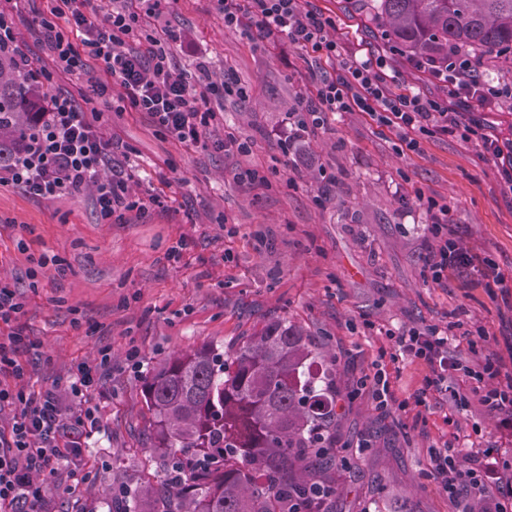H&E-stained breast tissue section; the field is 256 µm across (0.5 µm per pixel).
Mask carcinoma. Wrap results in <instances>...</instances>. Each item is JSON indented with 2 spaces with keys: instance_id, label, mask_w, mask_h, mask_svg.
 <instances>
[{
  "instance_id": "1",
  "label": "carcinoma",
  "mask_w": 512,
  "mask_h": 512,
  "mask_svg": "<svg viewBox=\"0 0 512 512\" xmlns=\"http://www.w3.org/2000/svg\"><path fill=\"white\" fill-rule=\"evenodd\" d=\"M366 18L386 24L406 59L443 64L448 47L477 67L512 78V0H370ZM18 53H0V168L29 145L44 85L16 70ZM336 357L283 319L265 324L232 350L214 346L174 354L143 385L151 451L164 471L191 448L220 463L190 471L167 489L162 512H327L338 507ZM159 489L133 490L129 512H153Z\"/></svg>"
}]
</instances>
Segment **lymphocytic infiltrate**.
<instances>
[{"label": "lymphocytic infiltrate", "instance_id": "f902f5d3", "mask_svg": "<svg viewBox=\"0 0 512 512\" xmlns=\"http://www.w3.org/2000/svg\"><path fill=\"white\" fill-rule=\"evenodd\" d=\"M144 11H159L162 0H124L108 9L101 23L85 14V0H49L47 13L39 15L40 32L62 72L100 68L105 80L93 82L84 100L71 94L52 95L34 138L16 162L0 168V182L20 185L30 196L54 199L67 193L92 188L102 219L122 218L124 212L158 204V197L143 199L131 195L128 180L114 173L102 176L110 145L86 118L84 104L120 101L125 107L152 115L156 124L185 144L198 143L217 113L213 102L227 97L246 96L237 81L204 78L192 86L177 72L170 51L161 39L144 31L139 24V2ZM224 25L236 31L260 28L267 34L286 35L291 45L306 51L318 61L336 62L334 75L319 80L301 109L321 123L330 112H359L378 130L396 132L407 150L420 147L424 136L456 135L478 140L485 154L501 159L500 178L512 189V137L488 135L482 112L512 101V81H492L475 76L472 58L461 50L448 51L447 65L437 67L434 77L454 98V106L434 97L406 90L396 91L385 55L360 59L342 52L334 34L332 19L308 10L304 0H223ZM138 49H130V42ZM120 96H113V86ZM430 214L429 232L434 244L426 257L432 282L443 283L449 273L464 267H478L488 285L512 291V277L502 272L492 259L465 251L448 226L446 209L426 201ZM24 308L17 293L0 284V322L12 325L7 340H0V377L22 379L24 372L15 359L27 338L16 321ZM389 348L380 349L372 377V397L379 409L406 411L409 406H426L429 395L452 394L461 399L464 389L479 393L489 413L512 417V375L504 373L495 354L484 355L475 364L462 363L448 352V333L439 327L388 332ZM401 359L420 362L426 369L423 385L412 400L399 398L392 385L388 363ZM112 368V352L103 348L93 363L77 366L69 385L72 398H83L96 389ZM15 406L16 414L8 429H0V512H46V487L41 475L54 474L83 454L82 433L98 428L100 419L92 409L77 417L67 416L60 400L50 392L36 396L24 390L0 387V405ZM67 434L71 443L60 447L57 438ZM431 477L449 497L460 490L485 494L489 474L477 460L462 464L451 445L432 450Z\"/></svg>", "mask_w": 512, "mask_h": 512}]
</instances>
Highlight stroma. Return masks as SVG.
I'll list each match as a JSON object with an SVG mask.
<instances>
[{
  "mask_svg": "<svg viewBox=\"0 0 512 512\" xmlns=\"http://www.w3.org/2000/svg\"><path fill=\"white\" fill-rule=\"evenodd\" d=\"M336 21L347 51L380 53L367 20L347 0H309ZM48 0H18L20 53L51 59L30 22ZM142 24L167 42L172 64L196 81L198 63L215 80L238 79L245 99L224 100L197 145L158 128L146 112H104L96 126L115 143L112 165L134 175V195L161 205L101 219L92 192L52 200L0 184V282L26 304L20 322L36 349L17 354L32 394H57L71 414L96 410L83 465L45 476L49 512H125L118 489L159 482L142 385L168 355L203 345L233 348L264 324L285 319L336 358L340 417L336 437L351 452L336 483L352 512H454L429 474L430 450L451 443L512 484V429L489 416L480 396H439L427 409H376L363 381L387 331L435 325L448 350L471 362L497 353L512 371V297L449 274L431 281L433 242L419 197L447 208L465 247L512 272V190L500 162L477 142L425 137L402 149L358 112L327 113L297 131L299 104L336 71L292 47L285 35L224 26L217 0H171ZM248 154L220 149L225 136ZM256 169L266 184L243 179ZM483 325L487 345L465 336ZM112 351V373L82 400L66 392L75 366ZM501 484L490 485L497 497ZM384 493H377V486Z\"/></svg>",
  "mask_w": 512,
  "mask_h": 512,
  "instance_id": "35a3bbf8",
  "label": "stroma"
}]
</instances>
